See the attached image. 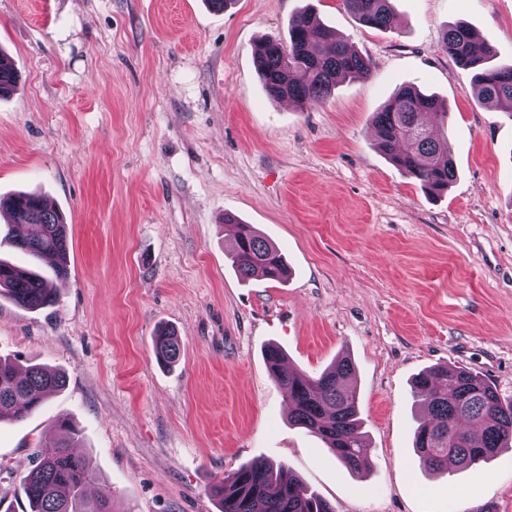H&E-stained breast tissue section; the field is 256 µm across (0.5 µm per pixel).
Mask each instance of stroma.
<instances>
[{
	"instance_id": "obj_1",
	"label": "stroma",
	"mask_w": 512,
	"mask_h": 512,
	"mask_svg": "<svg viewBox=\"0 0 512 512\" xmlns=\"http://www.w3.org/2000/svg\"><path fill=\"white\" fill-rule=\"evenodd\" d=\"M309 5L371 74L316 105L272 100L255 47ZM459 22L512 64V0H393L384 29L344 0H0L20 76L0 99V198L44 195L69 245L54 308L0 298V357L67 378L0 421V512H27L20 480L61 417L122 512H219L212 484L254 460L334 512H512V446L430 472L412 443V383L431 367L478 372L512 402V113L445 51ZM404 85L443 107L426 121L457 174L439 198L376 145L372 116ZM228 213L281 249L286 283L239 278ZM163 327L181 340L166 367ZM270 345L311 374L352 361L369 469L290 424ZM157 361L163 366H169L178 361L181 352L180 341L174 331L162 329L155 338Z\"/></svg>"
}]
</instances>
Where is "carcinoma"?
Wrapping results in <instances>:
<instances>
[{"mask_svg": "<svg viewBox=\"0 0 512 512\" xmlns=\"http://www.w3.org/2000/svg\"><path fill=\"white\" fill-rule=\"evenodd\" d=\"M364 25L385 28L392 21V0H345ZM444 44L456 63L475 71L476 95L482 101L512 104V65L491 66L492 47L472 29L457 24L447 29ZM255 72L274 100L301 104L326 100L348 77L370 74V62L337 39L307 8L292 19L288 41L265 38L254 52ZM19 75L0 64V99L15 90ZM438 111L437 100L415 87L405 86L374 113L372 126L385 155L402 172L419 182L432 196L444 193L456 177L448 144L438 139L421 120ZM8 223L24 227L14 245L34 259L46 260L48 276L35 268L0 260V295L16 306L39 311L58 302L53 279L68 273V235L63 215L35 193L20 192L0 201ZM224 223L236 228L225 257L243 279L260 273L284 282L288 268L278 248L250 224L228 215ZM157 361L169 366L178 361L180 341L174 331L162 329L155 338ZM264 359L273 378L287 392L293 424L314 434L347 469L358 472L370 465L372 448L361 431L356 387L349 384L354 366L340 359L318 375L278 371L284 352L270 346ZM66 385L65 375L45 366L21 368L0 359V421L20 419L38 410L47 398ZM414 389L427 408V416L414 431V448L422 465L446 470L477 465L512 441V403H505L483 376L472 371L435 366L416 377ZM58 444L39 454L36 464L21 479L30 512H117L112 491L86 492L97 474L86 456L72 448L79 431L62 418L56 424ZM211 494L220 512H334L331 505L309 490L282 465L257 460L213 484Z\"/></svg>", "mask_w": 512, "mask_h": 512, "instance_id": "obj_1", "label": "carcinoma"}]
</instances>
